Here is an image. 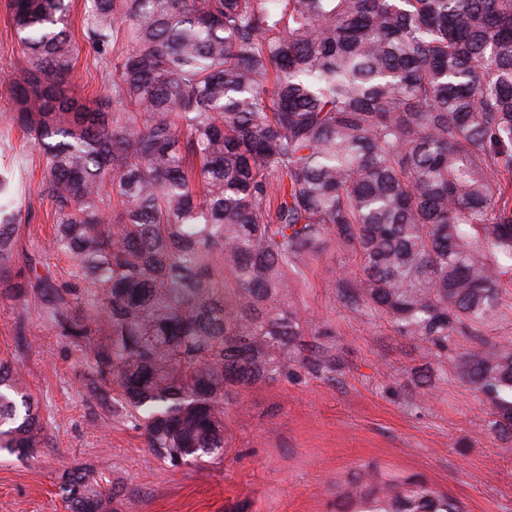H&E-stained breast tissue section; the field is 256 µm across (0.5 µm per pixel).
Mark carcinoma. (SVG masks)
I'll return each instance as SVG.
<instances>
[{
    "label": "carcinoma",
    "instance_id": "cac0c4a2",
    "mask_svg": "<svg viewBox=\"0 0 512 512\" xmlns=\"http://www.w3.org/2000/svg\"><path fill=\"white\" fill-rule=\"evenodd\" d=\"M89 2L86 42L112 68L94 106L70 81L71 0H10L28 66L9 123L43 158L55 224L27 239L33 202L13 208L0 171V289L89 351L102 410L117 386L147 447L201 468L227 447L230 394L293 362L336 373L333 332L288 298L334 239L360 261L345 303L426 345L512 437V340L481 334L512 269V0ZM45 445L23 366L1 359L0 452ZM62 491L71 512L120 495L79 471ZM346 500L465 512L374 473Z\"/></svg>",
    "mask_w": 512,
    "mask_h": 512
}]
</instances>
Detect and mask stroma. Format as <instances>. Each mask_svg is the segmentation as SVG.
Returning a JSON list of instances; mask_svg holds the SVG:
<instances>
[{
    "label": "stroma",
    "instance_id": "stroma-1",
    "mask_svg": "<svg viewBox=\"0 0 512 512\" xmlns=\"http://www.w3.org/2000/svg\"><path fill=\"white\" fill-rule=\"evenodd\" d=\"M0 0V167L16 166L23 195L35 193L43 160L9 125L11 80L27 65ZM86 0H73L71 35L81 49L72 71L78 94L106 93L104 68L83 46ZM360 264L331 243L304 268L292 294L328 325L342 360L335 379L291 365L288 376L236 391L224 418L227 451L205 468L163 464L125 409L104 413L80 380L93 361L56 336L32 300L0 294V358L26 368L39 399L47 445L34 457L0 454V512H68L65 470L123 489L112 512H336V494L365 470L421 478L467 512H512V438L499 439L483 397L442 376L426 347L383 319L348 306L333 284L358 278ZM27 321L28 347L14 334Z\"/></svg>",
    "mask_w": 512,
    "mask_h": 512
}]
</instances>
